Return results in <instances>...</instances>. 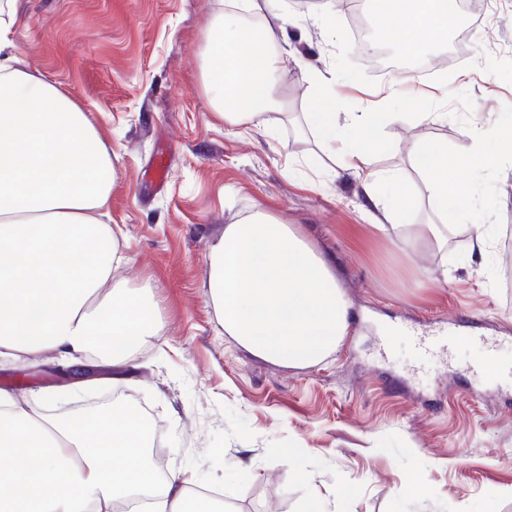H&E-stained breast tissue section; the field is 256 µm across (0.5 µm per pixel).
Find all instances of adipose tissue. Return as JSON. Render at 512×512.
Wrapping results in <instances>:
<instances>
[{
  "mask_svg": "<svg viewBox=\"0 0 512 512\" xmlns=\"http://www.w3.org/2000/svg\"><path fill=\"white\" fill-rule=\"evenodd\" d=\"M386 37L406 53L447 42L455 0H369ZM265 11L245 26L240 13ZM302 35L284 0H237L206 32L202 72L209 105L233 125L261 122L283 105L278 62ZM313 90L306 125L340 143L339 167L361 175L385 127L444 123V112H333L331 70L305 65ZM408 156L437 224L416 225L424 245L448 243L447 220L473 218L470 174L512 168V138L500 151L472 141L449 154L418 142ZM114 180L112 154L82 108L55 85L0 59V362L54 354L77 367L92 353L119 363L158 335L150 284H111L123 241L100 216ZM374 225L385 229L409 197L397 171L362 185ZM207 296L226 335L251 354L294 367L329 357L349 327L348 303L328 261L295 225L263 211L225 225L206 269ZM153 436L138 414L116 409L95 419L51 415L0 389V512H113L116 502L147 496L154 512H214L191 499L181 474L158 478Z\"/></svg>",
  "mask_w": 512,
  "mask_h": 512,
  "instance_id": "ef3b65f1",
  "label": "adipose tissue"
}]
</instances>
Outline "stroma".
Listing matches in <instances>:
<instances>
[{"label":"stroma","instance_id":"stroma-1","mask_svg":"<svg viewBox=\"0 0 512 512\" xmlns=\"http://www.w3.org/2000/svg\"><path fill=\"white\" fill-rule=\"evenodd\" d=\"M225 0H21L10 33L26 69L76 101L111 149L105 218L124 240L114 273L155 286L158 337L119 366L96 361V388L48 402L78 412L121 389L140 396L166 451L167 472L193 476L232 512H302L321 496L325 512H512V249L478 252L467 229L443 249L414 243L409 224L436 219L426 198L400 228L372 227L361 189L333 171L300 117L312 96L300 62L336 72L340 112L377 104L432 110L447 122L387 128L370 155L371 175L401 170L418 140L490 143L512 113V0H485L467 56L445 78L411 82L407 100L360 62L353 44L331 40L303 9L304 36L277 73L284 108L260 128L211 112L201 70L202 32ZM167 176L156 183L153 169ZM472 208L499 233L512 226V169L473 172ZM299 225L331 259L353 303L350 333L311 368L252 356L225 335L205 295L210 249L225 225L257 211ZM419 267L423 282L405 277ZM453 336L451 350L421 355L424 336ZM494 350V375L478 372ZM50 360L0 365V388L26 399L59 390Z\"/></svg>","mask_w":512,"mask_h":512}]
</instances>
